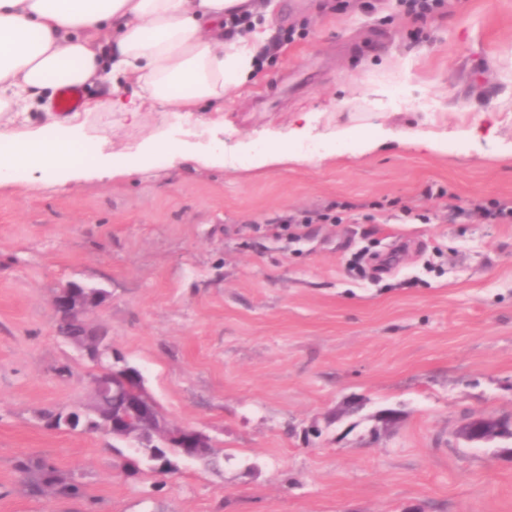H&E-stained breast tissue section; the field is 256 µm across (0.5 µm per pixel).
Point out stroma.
Instances as JSON below:
<instances>
[{
    "instance_id": "1",
    "label": "stroma",
    "mask_w": 512,
    "mask_h": 512,
    "mask_svg": "<svg viewBox=\"0 0 512 512\" xmlns=\"http://www.w3.org/2000/svg\"><path fill=\"white\" fill-rule=\"evenodd\" d=\"M265 3L254 77L188 127L223 143V165L188 153L0 186V512H512V439L453 435L474 413L512 416V223L471 212L512 199V0H450L421 24L397 0ZM296 112L320 113L318 135H449L366 152L355 134L330 161L251 168ZM84 119L127 152L162 115ZM71 281L106 290L87 320L169 420L214 438L219 465L128 477V444L44 428L90 392L91 364L54 332ZM37 457L83 496H31L17 465Z\"/></svg>"
}]
</instances>
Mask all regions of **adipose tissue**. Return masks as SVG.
<instances>
[{"label": "adipose tissue", "mask_w": 512, "mask_h": 512, "mask_svg": "<svg viewBox=\"0 0 512 512\" xmlns=\"http://www.w3.org/2000/svg\"><path fill=\"white\" fill-rule=\"evenodd\" d=\"M256 11L257 0H0V119L15 127L0 132V185L29 169L61 182L130 174L75 116L34 127L29 112L50 111L62 87L94 83L110 93L87 102L89 112L223 110L258 53L224 18Z\"/></svg>", "instance_id": "adipose-tissue-1"}]
</instances>
